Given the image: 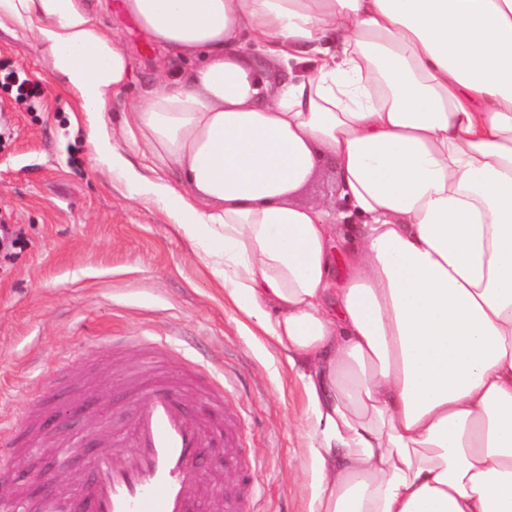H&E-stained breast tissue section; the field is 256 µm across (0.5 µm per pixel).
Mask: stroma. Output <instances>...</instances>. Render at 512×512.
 I'll list each match as a JSON object with an SVG mask.
<instances>
[{
	"label": "stroma",
	"instance_id": "35a3bbf8",
	"mask_svg": "<svg viewBox=\"0 0 512 512\" xmlns=\"http://www.w3.org/2000/svg\"><path fill=\"white\" fill-rule=\"evenodd\" d=\"M120 2L84 0L134 60L133 83L112 97L116 125L153 80L157 55ZM10 71L43 92L19 104L0 89V224L22 228L28 240L21 253L0 259V415H22L29 388L60 359L81 353L85 360L72 372L73 390L52 393L53 403L72 406L66 425H50L47 444L0 460V479L9 480L24 465L54 470L44 494L25 500V512H47L55 500L67 512H80L72 491L87 475L91 436L119 425L123 378L143 355L135 348L111 364V389L85 388L82 379L90 366L109 364L107 338L125 330L164 342L171 366L197 363L230 381L224 399L253 464L257 512H305L309 430L296 372L253 336L158 207L132 199L123 183L90 159L86 113L54 72L49 53L12 25L0 28V74ZM336 187V162L322 153L295 200L329 198Z\"/></svg>",
	"mask_w": 512,
	"mask_h": 512
}]
</instances>
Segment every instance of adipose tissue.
<instances>
[{
	"label": "adipose tissue",
	"instance_id": "ef3b65f1",
	"mask_svg": "<svg viewBox=\"0 0 512 512\" xmlns=\"http://www.w3.org/2000/svg\"><path fill=\"white\" fill-rule=\"evenodd\" d=\"M122 10L186 65L159 64L116 133L133 58L83 0H0V26L34 35L94 117L92 158L297 372L306 512H512V0ZM320 152L337 194L296 204Z\"/></svg>",
	"mask_w": 512,
	"mask_h": 512
}]
</instances>
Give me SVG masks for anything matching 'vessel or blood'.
<instances>
[{"label": "vessel or blood", "instance_id": "1", "mask_svg": "<svg viewBox=\"0 0 512 512\" xmlns=\"http://www.w3.org/2000/svg\"><path fill=\"white\" fill-rule=\"evenodd\" d=\"M144 356L145 367L128 377L131 418L99 437L92 478L77 490L84 512H197L204 450L220 444L229 460L240 457L233 413L223 394L213 391L209 375L171 371L159 348H146ZM193 397L203 399L204 411L192 418ZM43 418L34 407L20 424L0 425V458L16 452L17 428L39 440ZM239 484V492L225 495L224 512H253L249 471L240 472Z\"/></svg>", "mask_w": 512, "mask_h": 512}]
</instances>
